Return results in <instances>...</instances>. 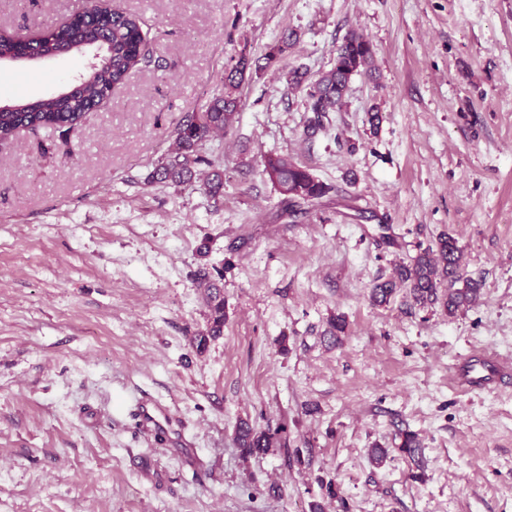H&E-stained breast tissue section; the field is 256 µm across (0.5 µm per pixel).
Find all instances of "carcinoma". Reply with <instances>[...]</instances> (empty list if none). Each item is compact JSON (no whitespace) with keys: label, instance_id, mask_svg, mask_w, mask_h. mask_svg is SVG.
I'll use <instances>...</instances> for the list:
<instances>
[{"label":"carcinoma","instance_id":"carcinoma-1","mask_svg":"<svg viewBox=\"0 0 512 512\" xmlns=\"http://www.w3.org/2000/svg\"><path fill=\"white\" fill-rule=\"evenodd\" d=\"M85 13L69 24L50 25L40 37L39 48L50 52L61 48L81 53L91 48H103L102 58L89 66L77 87H63L55 94L38 99L20 98L0 102V143L12 138L19 128L36 132L53 127L65 135L80 125L96 108L110 100L115 90L124 84L128 73L150 62V31L137 15L109 6L95 11L93 0L83 7ZM0 61L7 67L37 66L35 51L12 36L0 34ZM373 61L370 42L352 32L337 48L333 67L311 84H304L306 73L296 69L286 76L287 87L308 88L309 111L316 114L304 134L315 130L328 112L340 110L344 92L352 76L367 70ZM249 68L248 60L224 70V93L216 97L205 112H191L184 117L176 131L175 149L167 154L153 172V179L162 184L186 185L196 179L195 166L202 162L201 150L214 135L226 133L238 116L237 91ZM263 173L282 196L280 215L298 213L301 204L291 192L301 189L303 202L312 203L325 193L324 185L303 167L286 156L269 154L263 159ZM204 190L218 196L224 189V171L214 169L202 180ZM463 254L454 238L440 236L434 246L418 254L413 263L401 266L398 281L407 284L415 303L422 307L439 305L452 315L478 299L479 284L462 277ZM206 281L202 299L208 309L206 331L193 337L196 348H205L208 339L224 331V295L222 289ZM448 288L441 289L443 283ZM396 283L384 281L372 288L371 298L378 305L389 302ZM243 455L266 453L274 446L275 434L256 431L248 423H240L236 436ZM396 451L405 460L423 469V450L417 436L406 432Z\"/></svg>","mask_w":512,"mask_h":512}]
</instances>
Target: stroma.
<instances>
[{
    "label": "stroma",
    "instance_id": "stroma-1",
    "mask_svg": "<svg viewBox=\"0 0 512 512\" xmlns=\"http://www.w3.org/2000/svg\"><path fill=\"white\" fill-rule=\"evenodd\" d=\"M112 3L150 28V64L68 135L0 145V512H512V379L452 382L474 351L512 361V0ZM81 6L0 0V32ZM352 31L374 67L304 135L307 93L283 75L316 80ZM242 57L239 120L199 166L223 169V195L154 182L180 119ZM85 65L0 68V100ZM268 154L326 195L279 216ZM444 233L475 304L451 315L405 287L371 303ZM203 272L226 319L200 350ZM148 401L177 419L188 459L140 427ZM242 420L278 446L243 457ZM402 430L424 448L421 479L395 450ZM375 446L390 451L379 467Z\"/></svg>",
    "mask_w": 512,
    "mask_h": 512
}]
</instances>
